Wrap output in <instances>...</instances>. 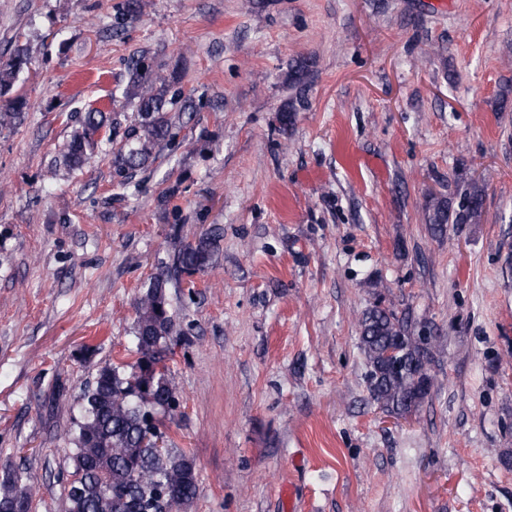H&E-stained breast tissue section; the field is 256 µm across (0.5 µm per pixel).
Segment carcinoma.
<instances>
[{
    "label": "carcinoma",
    "instance_id": "1",
    "mask_svg": "<svg viewBox=\"0 0 512 512\" xmlns=\"http://www.w3.org/2000/svg\"><path fill=\"white\" fill-rule=\"evenodd\" d=\"M144 8L145 0H124L119 20L136 18ZM29 63L21 44L0 59L1 127L24 118L27 103L11 91ZM168 93L167 78L159 68L143 58L129 62L123 98L136 109L137 122L124 131L125 147L114 156L118 177L125 179L144 168L155 148L174 138L173 123L165 116ZM107 126L105 113L88 110L81 130L60 148V163L82 167L95 155L96 135ZM483 206L484 194L478 189L464 194L453 215L448 202L440 199L429 207L428 223L440 233L450 222L467 223ZM215 243L211 234L181 246L172 266L150 279L135 303L136 360L99 367L84 389L79 416L73 420L67 512H180L195 499L193 459L180 448L159 445L165 437L160 425L174 420L180 407L162 351L175 334L170 289L181 287L183 276L209 267ZM358 326L374 401L398 418L417 411L434 386V337L416 333L405 317L380 301L362 313ZM35 495L36 487L24 473L7 470L0 476V512H18L23 504H32Z\"/></svg>",
    "mask_w": 512,
    "mask_h": 512
}]
</instances>
